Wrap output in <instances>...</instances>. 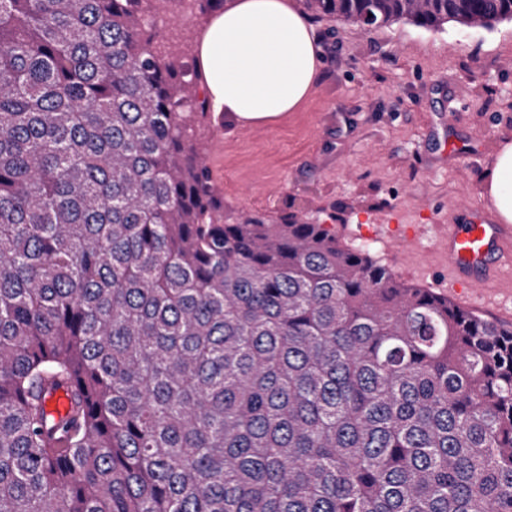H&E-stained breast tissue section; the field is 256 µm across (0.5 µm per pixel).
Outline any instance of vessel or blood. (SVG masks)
Returning a JSON list of instances; mask_svg holds the SVG:
<instances>
[{
  "instance_id": "vessel-or-blood-1",
  "label": "vessel or blood",
  "mask_w": 512,
  "mask_h": 512,
  "mask_svg": "<svg viewBox=\"0 0 512 512\" xmlns=\"http://www.w3.org/2000/svg\"><path fill=\"white\" fill-rule=\"evenodd\" d=\"M436 232L448 274L459 287L476 292L497 287L504 269L512 268V226L485 211L463 209L459 222L437 225Z\"/></svg>"
}]
</instances>
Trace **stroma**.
<instances>
[{"label": "stroma", "instance_id": "stroma-1", "mask_svg": "<svg viewBox=\"0 0 512 512\" xmlns=\"http://www.w3.org/2000/svg\"><path fill=\"white\" fill-rule=\"evenodd\" d=\"M321 77L296 112L256 125L212 117L208 165L224 216L291 213L335 225L405 283L512 323V283L460 296L435 267L406 266L400 233L430 250L431 224L491 210L485 172L512 139V21L364 26L318 19Z\"/></svg>", "mask_w": 512, "mask_h": 512}]
</instances>
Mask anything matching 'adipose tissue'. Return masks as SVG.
Here are the masks:
<instances>
[{"instance_id":"obj_1","label":"adipose tissue","mask_w":512,"mask_h":512,"mask_svg":"<svg viewBox=\"0 0 512 512\" xmlns=\"http://www.w3.org/2000/svg\"><path fill=\"white\" fill-rule=\"evenodd\" d=\"M213 111L255 122L297 111L320 78L315 26L295 0H225L193 46ZM485 190L499 223H512V141L491 164Z\"/></svg>"}]
</instances>
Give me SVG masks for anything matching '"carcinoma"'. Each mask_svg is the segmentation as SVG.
<instances>
[{"instance_id": "obj_1", "label": "carcinoma", "mask_w": 512, "mask_h": 512, "mask_svg": "<svg viewBox=\"0 0 512 512\" xmlns=\"http://www.w3.org/2000/svg\"><path fill=\"white\" fill-rule=\"evenodd\" d=\"M147 2L0 0V512H512V325L332 225L224 221L202 74Z\"/></svg>"}]
</instances>
